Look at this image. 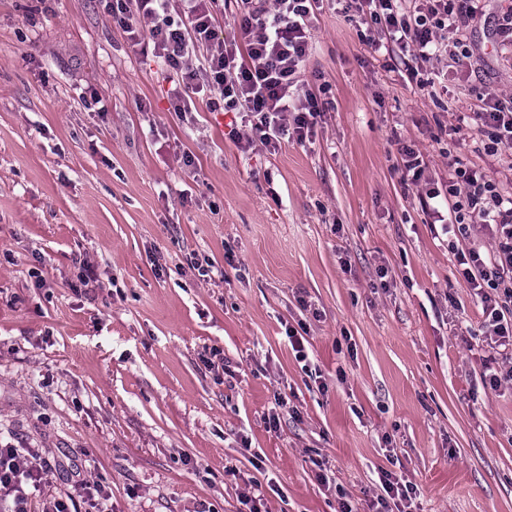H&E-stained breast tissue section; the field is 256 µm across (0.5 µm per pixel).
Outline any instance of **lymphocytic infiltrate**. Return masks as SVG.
<instances>
[{
  "instance_id": "obj_1",
  "label": "lymphocytic infiltrate",
  "mask_w": 512,
  "mask_h": 512,
  "mask_svg": "<svg viewBox=\"0 0 512 512\" xmlns=\"http://www.w3.org/2000/svg\"><path fill=\"white\" fill-rule=\"evenodd\" d=\"M319 0H234L233 37L215 27L219 0H107L130 46L151 50L177 73L169 96L176 112H188L189 93H212L213 108L233 113L228 137L244 152L275 151L283 139L305 143L321 119L324 105L300 91L302 64L309 55L312 20ZM476 0H348L361 23L377 28L368 38L374 51L393 54L411 49L408 72L421 91L434 85L420 75V63L445 55L467 57L465 33ZM201 65H193L197 49ZM475 114L476 138L487 155L512 157V99L481 97ZM453 202L445 232L458 243V272L479 297L485 315L483 334L498 357L487 376L491 389L512 384V192L484 169L457 161L448 171ZM490 236L493 247L469 246L475 233ZM51 463L35 450L0 448V503L8 512H109L104 486L76 483L63 495L45 494Z\"/></svg>"
}]
</instances>
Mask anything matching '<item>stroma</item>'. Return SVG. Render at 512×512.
I'll return each instance as SVG.
<instances>
[{"instance_id":"1","label":"stroma","mask_w":512,"mask_h":512,"mask_svg":"<svg viewBox=\"0 0 512 512\" xmlns=\"http://www.w3.org/2000/svg\"><path fill=\"white\" fill-rule=\"evenodd\" d=\"M511 6L483 0L436 98L324 0L321 121L245 154L207 98L174 112L103 0H0V443L49 458L50 493L102 481L112 512H243L254 489L265 512H370L383 470L410 512H512V385L484 387L482 305L420 205L453 156L512 189L454 132L512 96Z\"/></svg>"}]
</instances>
